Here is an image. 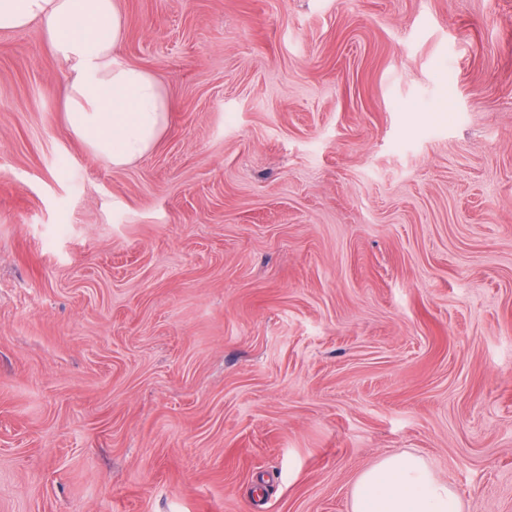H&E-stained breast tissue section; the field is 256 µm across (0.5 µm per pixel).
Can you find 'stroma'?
Instances as JSON below:
<instances>
[{"instance_id": "35a3bbf8", "label": "stroma", "mask_w": 512, "mask_h": 512, "mask_svg": "<svg viewBox=\"0 0 512 512\" xmlns=\"http://www.w3.org/2000/svg\"><path fill=\"white\" fill-rule=\"evenodd\" d=\"M110 167L0 33V512H351L409 451L512 512V0H120Z\"/></svg>"}]
</instances>
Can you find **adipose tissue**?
I'll return each instance as SVG.
<instances>
[{"mask_svg":"<svg viewBox=\"0 0 512 512\" xmlns=\"http://www.w3.org/2000/svg\"><path fill=\"white\" fill-rule=\"evenodd\" d=\"M34 22L68 72L61 96L71 134L115 168L150 153L166 131L170 102L150 70L117 58L126 32L119 0H0V33ZM352 512L463 510L422 456L404 452L359 474Z\"/></svg>","mask_w":512,"mask_h":512,"instance_id":"adipose-tissue-1","label":"adipose tissue"}]
</instances>
